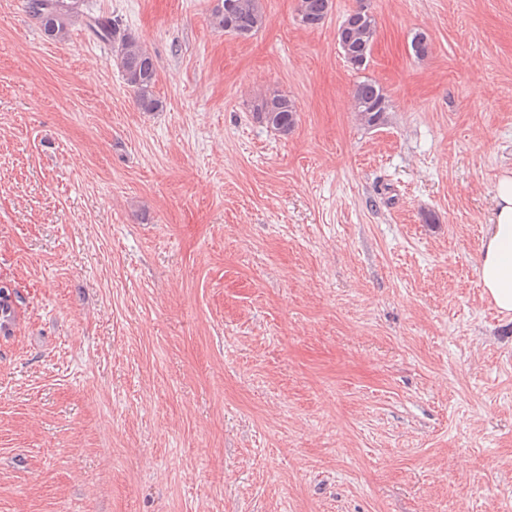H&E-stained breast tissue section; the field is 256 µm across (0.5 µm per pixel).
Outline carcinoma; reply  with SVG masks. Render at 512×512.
<instances>
[{
	"label": "carcinoma",
	"instance_id": "carcinoma-1",
	"mask_svg": "<svg viewBox=\"0 0 512 512\" xmlns=\"http://www.w3.org/2000/svg\"><path fill=\"white\" fill-rule=\"evenodd\" d=\"M87 0H25L28 15L44 35L53 41L66 40L77 20L99 42L112 48L111 60L124 83L135 93L141 112H158L162 102L154 94L158 69L150 52L120 21L107 15L82 9ZM332 0H299L300 23L313 28L321 25L331 10ZM214 25L237 37H250L265 22L260 0H217L211 10ZM376 35V20L364 4L346 14L336 36L344 59L356 70L366 66ZM353 109L360 123L367 127L386 120L390 104L381 87L370 80L358 81L352 89ZM253 119L282 136L288 135L296 123L297 109L288 93L274 90L250 102Z\"/></svg>",
	"mask_w": 512,
	"mask_h": 512
}]
</instances>
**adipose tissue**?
Segmentation results:
<instances>
[{"label":"adipose tissue","instance_id":"1","mask_svg":"<svg viewBox=\"0 0 512 512\" xmlns=\"http://www.w3.org/2000/svg\"><path fill=\"white\" fill-rule=\"evenodd\" d=\"M489 232L481 246L479 275L500 313L512 315V176L498 178Z\"/></svg>","mask_w":512,"mask_h":512}]
</instances>
